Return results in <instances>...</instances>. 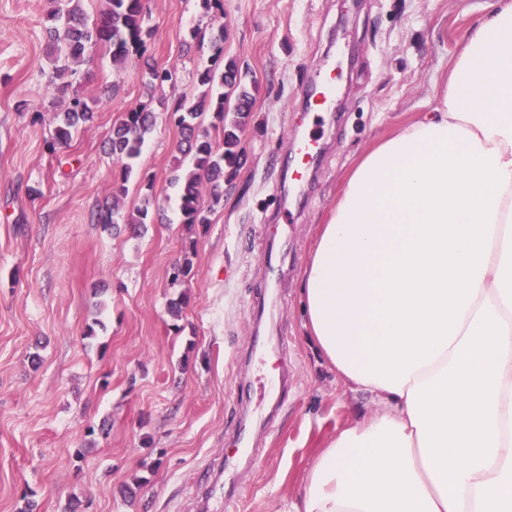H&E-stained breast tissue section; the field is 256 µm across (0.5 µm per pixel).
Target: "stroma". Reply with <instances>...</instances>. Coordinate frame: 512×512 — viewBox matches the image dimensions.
Returning a JSON list of instances; mask_svg holds the SVG:
<instances>
[{"label": "stroma", "instance_id": "35a3bbf8", "mask_svg": "<svg viewBox=\"0 0 512 512\" xmlns=\"http://www.w3.org/2000/svg\"><path fill=\"white\" fill-rule=\"evenodd\" d=\"M491 0H224L225 58L256 84L244 163L207 225L182 221L170 120L204 89L217 24L201 0H144L145 56L173 78L147 89L143 65L118 70L109 47L70 80L95 105L69 147H53L64 98L47 88L50 0H0V512H210L205 483L226 474L227 512H287L337 427L374 404L343 387L303 326V270L345 178L375 145L430 111ZM335 70L337 112L315 117L305 89ZM148 106L155 125L123 178L105 151L113 123ZM320 130L314 176L283 197L291 145ZM126 184L143 234L97 224ZM287 235L264 315V255ZM192 255L191 275L173 266ZM187 296L180 316L170 301ZM95 337H88V330ZM268 344L251 358L252 334ZM288 397L259 420L255 382Z\"/></svg>", "mask_w": 512, "mask_h": 512}]
</instances>
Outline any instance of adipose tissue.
<instances>
[{
  "label": "adipose tissue",
  "instance_id": "ef3b65f1",
  "mask_svg": "<svg viewBox=\"0 0 512 512\" xmlns=\"http://www.w3.org/2000/svg\"><path fill=\"white\" fill-rule=\"evenodd\" d=\"M301 296L317 351L376 408L288 512H512V0L431 112L352 171Z\"/></svg>",
  "mask_w": 512,
  "mask_h": 512
}]
</instances>
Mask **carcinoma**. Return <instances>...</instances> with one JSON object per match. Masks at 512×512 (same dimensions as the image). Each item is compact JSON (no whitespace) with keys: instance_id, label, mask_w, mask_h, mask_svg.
I'll return each instance as SVG.
<instances>
[{"instance_id":"obj_1","label":"carcinoma","mask_w":512,"mask_h":512,"mask_svg":"<svg viewBox=\"0 0 512 512\" xmlns=\"http://www.w3.org/2000/svg\"><path fill=\"white\" fill-rule=\"evenodd\" d=\"M202 3L207 10L219 11L215 15L219 21L218 34L211 41L213 54L209 64L196 73L199 84L206 87V91L197 103L188 108L179 107L170 114L181 142L186 144L180 152L188 156V163L181 166L182 173L173 178V183L179 185L177 205L185 224L210 223V209L202 200L203 189H208L214 203L223 198L224 183L230 182V176L240 163L238 132L249 122L252 108V93L243 82L238 64L233 60L224 61V4L222 0H202ZM145 17L143 0H111L108 14L92 22L77 5L51 11V18L61 19L63 23L50 30L54 54L48 83L57 92H70L55 129L57 144H68L74 131L92 122L95 114L94 106L66 80L73 73L70 64L90 58L89 52L102 42L112 45V65L117 69L125 68L135 56L143 57L145 38L151 35V29L145 26ZM172 77L168 68L148 66V85L152 88L163 85ZM206 111L222 122V138L218 141L200 129L199 118ZM153 125V112L144 107L125 113L113 125L110 151L122 164L123 177L121 184L114 188L111 200L96 210L94 219L97 223L112 227L128 224L133 229L153 223L146 204L132 215L125 214L121 208L126 182Z\"/></svg>"}]
</instances>
